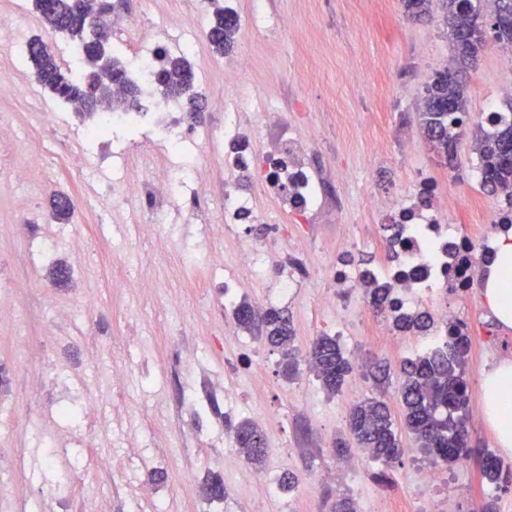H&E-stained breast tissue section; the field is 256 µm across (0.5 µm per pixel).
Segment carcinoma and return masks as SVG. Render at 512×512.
I'll list each match as a JSON object with an SVG mask.
<instances>
[{
	"label": "carcinoma",
	"mask_w": 512,
	"mask_h": 512,
	"mask_svg": "<svg viewBox=\"0 0 512 512\" xmlns=\"http://www.w3.org/2000/svg\"><path fill=\"white\" fill-rule=\"evenodd\" d=\"M441 3L448 40L452 48L451 65L456 72L475 64L486 47L478 37L484 19L483 4L471 12L460 9V0H403L408 15L420 18L431 12L432 3ZM45 27L52 33L65 34L75 41L83 63L78 78L62 66L49 45L40 37L30 40L28 63L41 87L55 99L76 104L83 114L128 110L138 104V86L129 78L124 63L111 58L99 68L103 46L110 41V27L100 18L114 9L111 0H33ZM238 29L234 14L217 7L211 12L207 39L219 54L224 53ZM194 69L184 57H166L157 75L162 95L183 100L190 117L200 105L194 92ZM454 105L447 112L444 106ZM468 124L466 85L460 77L448 78V69L438 70L425 87L419 112V128L437 155L450 165L456 157L459 140ZM493 130L476 139L479 170L483 190L492 196H503L512 207V118L492 121ZM53 213L64 220L72 213V199L57 194L51 201ZM238 327L257 333L280 349L284 375L297 372L294 328L283 309L257 311L241 301L233 308ZM430 319L424 314L416 318L400 316L396 327L404 332H423ZM469 351V337L448 336L441 348L405 361L398 396L404 412L406 428L415 436L431 463L448 464L467 458L469 446L467 411L468 385L462 362ZM311 369L323 387L335 393L352 372V364L336 338H316L308 352ZM349 433L356 447L367 449L372 457L385 464L396 460L402 451L394 430V420L387 404L368 399L355 404L349 415ZM233 438L239 452L254 464L262 463L266 448L258 425L242 421L234 428ZM488 465L484 477L506 488L512 485V470L503 466L494 454L486 455Z\"/></svg>",
	"instance_id": "cac0c4a2"
}]
</instances>
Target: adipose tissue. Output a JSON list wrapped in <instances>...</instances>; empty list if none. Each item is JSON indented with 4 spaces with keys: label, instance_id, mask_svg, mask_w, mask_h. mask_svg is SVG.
Wrapping results in <instances>:
<instances>
[{
    "label": "adipose tissue",
    "instance_id": "1",
    "mask_svg": "<svg viewBox=\"0 0 512 512\" xmlns=\"http://www.w3.org/2000/svg\"><path fill=\"white\" fill-rule=\"evenodd\" d=\"M485 309L503 328H512V233L499 236L485 267L480 291ZM483 410L499 447H512V360L498 361L482 379Z\"/></svg>",
    "mask_w": 512,
    "mask_h": 512
}]
</instances>
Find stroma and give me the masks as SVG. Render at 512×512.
Segmentation results:
<instances>
[{"instance_id": "1", "label": "stroma", "mask_w": 512, "mask_h": 512, "mask_svg": "<svg viewBox=\"0 0 512 512\" xmlns=\"http://www.w3.org/2000/svg\"><path fill=\"white\" fill-rule=\"evenodd\" d=\"M208 0H128L127 11L156 39L170 43L195 39V90L205 104L198 113L202 175L210 185L202 207L206 223L168 208L154 216L139 211L137 187L147 171L133 157L165 158L153 139L93 140L89 122L59 110L58 102L36 81L29 67L17 72L15 95L0 96V297L14 304L0 322V457L13 459L17 475L4 478L0 512H149L150 502L132 500L128 489L148 482L154 469L167 477L172 512H330L345 493L366 512L382 499L415 508L421 472L430 462L406 429L396 387L377 392L363 372L371 358L392 371L411 358L418 340L411 332L385 327L359 297L335 310L322 304L328 270L340 257L356 266L387 262L384 203L405 195L417 177H435L443 192L448 221L480 232L489 230L496 197L483 192L479 158L472 137L457 146L454 167L434 154L419 132L417 113L433 61L451 51L441 19L415 20L401 0H266L269 20L249 24L252 0H238L239 29L234 49L251 59L240 76L229 70L228 55L216 53L202 27L190 20L209 10ZM26 38L43 37L61 64L72 65L69 38L46 33L33 0H0ZM288 25L278 28L279 17ZM470 114L496 99L502 112L512 99V48L488 41L475 67L465 75ZM239 106L242 123L257 142L271 131L260 123L268 107L282 111L289 134L319 131L313 156L323 196L322 211L304 224L285 223L283 237L266 260L272 273L289 263L296 273L294 295L281 301L292 319L298 371L286 378L278 348L254 338L225 307L224 275L235 272L237 298L253 301L268 281L241 271L240 244L260 240L257 225L243 224L237 237L224 235V160L208 132L224 127L225 104ZM56 109L54 124L40 112ZM29 159L14 166L15 153ZM90 166L70 168L74 153ZM68 194L72 217L56 219L50 196ZM222 252L224 262L205 267L184 262L202 248ZM73 269L55 283L51 259ZM94 297L93 311L83 306ZM457 317L470 323V349L464 364L471 406L482 403V376L497 360L479 291L449 300ZM336 337L350 354L353 373L337 393L324 389L305 354L321 335ZM124 378L114 383L113 372ZM237 386L226 400L225 383ZM382 396L404 448L391 464L358 449L338 456L337 438L349 435L348 411L360 400ZM93 406V425L55 414L58 400ZM257 422L265 439L263 466L236 455L234 426ZM136 433L137 447L127 445ZM63 438L66 458L45 464L52 438ZM118 454L137 458L133 467L98 471L94 460ZM290 470L300 482L273 497L270 471ZM455 512H475L484 502L495 512H512V487L500 489L480 473L475 458L446 468ZM221 478L225 497L207 501L203 488Z\"/></svg>"}]
</instances>
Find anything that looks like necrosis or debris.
<instances>
[{"label":"necrosis or debris","mask_w":512,"mask_h":512,"mask_svg":"<svg viewBox=\"0 0 512 512\" xmlns=\"http://www.w3.org/2000/svg\"><path fill=\"white\" fill-rule=\"evenodd\" d=\"M174 50L187 58L192 55L187 45ZM174 50L155 40L126 58L125 64L151 112L146 117L131 110L111 112L106 116L107 124L125 128L132 136L148 128L161 135L171 148L182 147L188 132L186 110L180 101L160 95L154 80L162 58ZM317 141L314 132L304 139L282 133L261 149L243 130L237 114L226 113L224 222L227 230H235L240 224H259L265 235L278 240V219L255 203L259 191L273 196L280 212L289 216L303 218L320 211L323 198L318 192L319 179L308 162ZM199 166L198 157L190 156L185 158L181 169L168 171L146 195L145 209L155 213L171 205L197 213L200 199L206 193L204 183L196 177ZM438 196L437 180L426 176L395 200L387 216L388 223L396 227V237L387 245L388 265L357 268L336 263L329 272L335 290L323 297L324 303L332 306L337 299L351 297L356 290L372 288L384 281L391 283L393 313L412 315L425 309L434 313V329L417 346L421 352L442 346L451 332L469 334L467 323L449 315L448 299L469 293L492 249L490 241L475 242L458 226L449 224L445 212L435 205Z\"/></svg>","instance_id":"necrosis-or-debris-1"}]
</instances>
